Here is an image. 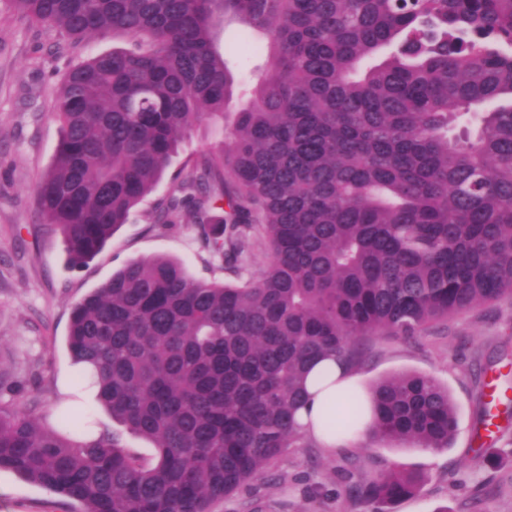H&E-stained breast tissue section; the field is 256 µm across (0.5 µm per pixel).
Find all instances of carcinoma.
Returning a JSON list of instances; mask_svg holds the SVG:
<instances>
[{
    "label": "carcinoma",
    "mask_w": 512,
    "mask_h": 512,
    "mask_svg": "<svg viewBox=\"0 0 512 512\" xmlns=\"http://www.w3.org/2000/svg\"><path fill=\"white\" fill-rule=\"evenodd\" d=\"M71 38L129 40L74 66L53 116L60 138L37 188L73 266L93 259L150 195L198 122L237 112L216 149L178 172L182 196L152 224H196L238 271L249 231L269 247L256 280L192 278L133 261L73 307L67 335L97 405L149 441L91 435L65 404L46 427L0 411V469L79 512H210L305 438L294 414L311 362L351 369L378 332L512 297V0H11ZM238 22L267 39L272 70L249 89L218 47ZM473 123L454 134L462 119ZM373 440L448 448V388L414 372L366 389ZM365 407L342 397L322 426ZM382 471L349 487L371 512L414 495Z\"/></svg>",
    "instance_id": "obj_1"
}]
</instances>
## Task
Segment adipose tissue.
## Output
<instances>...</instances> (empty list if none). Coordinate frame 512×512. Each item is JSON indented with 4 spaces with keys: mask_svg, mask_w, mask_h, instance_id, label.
<instances>
[{
    "mask_svg": "<svg viewBox=\"0 0 512 512\" xmlns=\"http://www.w3.org/2000/svg\"><path fill=\"white\" fill-rule=\"evenodd\" d=\"M361 386L362 379L357 373L343 369L329 359L318 362L307 380L308 401L296 414V422L302 432L329 450L340 446L356 447L363 437L362 432L346 436L329 435L321 431L319 422L329 401L342 396L348 389Z\"/></svg>",
    "mask_w": 512,
    "mask_h": 512,
    "instance_id": "ef3b65f1",
    "label": "adipose tissue"
}]
</instances>
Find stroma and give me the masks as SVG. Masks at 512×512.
Returning <instances> with one entry per match:
<instances>
[{
	"label": "stroma",
	"mask_w": 512,
	"mask_h": 512,
	"mask_svg": "<svg viewBox=\"0 0 512 512\" xmlns=\"http://www.w3.org/2000/svg\"><path fill=\"white\" fill-rule=\"evenodd\" d=\"M112 34L72 39L56 27L29 22L0 0V408L23 410L40 422L56 420L61 385L78 372L65 339L73 305L112 273L134 260L166 255L182 261L198 280L257 278L269 256L250 246L247 267L236 275L205 248L194 224L150 223L158 200L175 195L173 176L193 156L216 144L210 121L199 122L182 142L156 190L130 214L86 265L72 266L60 233L37 208L36 189L59 140L53 106L65 73L90 56L126 46ZM224 46L248 85L268 73L269 63L236 28ZM359 369L363 381L405 372L430 375L446 386L458 428L448 449L429 451L397 443L364 441L346 458L306 440L288 449L264 476L248 483L212 512H367L352 505L349 484L369 473L399 469L423 476L415 497L393 512H512V416H501L497 442L505 453L495 464L475 458L480 391L485 374L502 373L512 387V298L480 305L431 324L406 340L368 337ZM0 512H75L66 498L0 469Z\"/></svg>",
	"instance_id": "35a3bbf8"
}]
</instances>
